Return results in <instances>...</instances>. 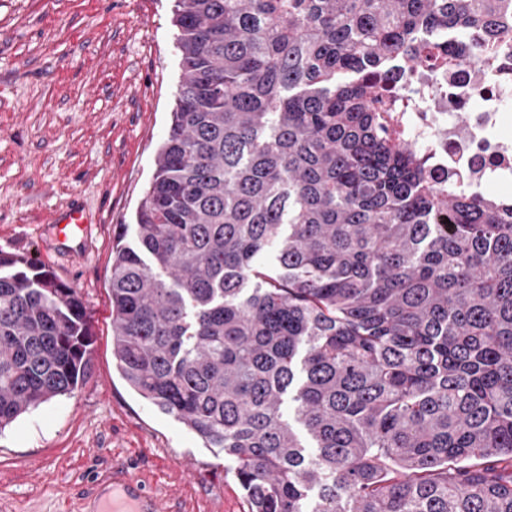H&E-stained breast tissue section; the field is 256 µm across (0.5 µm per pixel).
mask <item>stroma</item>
Segmentation results:
<instances>
[{"label": "stroma", "instance_id": "35a3bbf8", "mask_svg": "<svg viewBox=\"0 0 512 512\" xmlns=\"http://www.w3.org/2000/svg\"><path fill=\"white\" fill-rule=\"evenodd\" d=\"M174 0H0V251L76 289L92 345L74 394L0 431V512H80L103 472L131 462L180 512H246L233 464L133 393L112 359L109 278L167 135L179 52ZM93 224L81 256L51 219ZM53 238L64 251L77 253L86 240L90 224L86 210L79 204H71L58 212L52 222Z\"/></svg>", "mask_w": 512, "mask_h": 512}]
</instances>
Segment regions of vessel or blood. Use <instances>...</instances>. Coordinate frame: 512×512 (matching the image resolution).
I'll list each match as a JSON object with an SVG mask.
<instances>
[{
  "instance_id": "1",
  "label": "vessel or blood",
  "mask_w": 512,
  "mask_h": 512,
  "mask_svg": "<svg viewBox=\"0 0 512 512\" xmlns=\"http://www.w3.org/2000/svg\"><path fill=\"white\" fill-rule=\"evenodd\" d=\"M89 218L86 210L72 204L52 220L53 238L61 249L77 253L86 240ZM86 512H178L177 508L148 493L138 478L122 463L113 464L100 479L87 503Z\"/></svg>"
}]
</instances>
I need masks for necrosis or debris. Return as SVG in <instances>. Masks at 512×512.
<instances>
[{
    "mask_svg": "<svg viewBox=\"0 0 512 512\" xmlns=\"http://www.w3.org/2000/svg\"><path fill=\"white\" fill-rule=\"evenodd\" d=\"M380 118L395 144L423 154L432 185L479 192L512 186V51L490 48L476 65L444 54L431 58L396 83Z\"/></svg>",
    "mask_w": 512,
    "mask_h": 512,
    "instance_id": "4bbe7bcc",
    "label": "necrosis or debris"
}]
</instances>
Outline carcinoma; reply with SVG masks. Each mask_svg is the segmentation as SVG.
I'll return each instance as SVG.
<instances>
[{
    "mask_svg": "<svg viewBox=\"0 0 512 512\" xmlns=\"http://www.w3.org/2000/svg\"><path fill=\"white\" fill-rule=\"evenodd\" d=\"M173 23L168 134L112 248L122 378L224 450L250 512H512V206L430 185L378 115L445 39L465 65L511 45L512 0H175ZM89 347L77 292L0 252V430L72 394Z\"/></svg>",
    "mask_w": 512,
    "mask_h": 512,
    "instance_id": "obj_1",
    "label": "carcinoma"
}]
</instances>
